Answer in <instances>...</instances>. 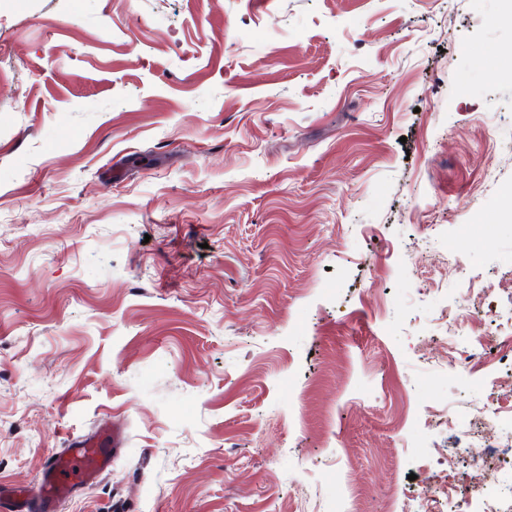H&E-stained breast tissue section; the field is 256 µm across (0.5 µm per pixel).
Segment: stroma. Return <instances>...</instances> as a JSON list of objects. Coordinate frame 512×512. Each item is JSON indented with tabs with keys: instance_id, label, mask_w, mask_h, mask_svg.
I'll return each instance as SVG.
<instances>
[{
	"instance_id": "stroma-1",
	"label": "stroma",
	"mask_w": 512,
	"mask_h": 512,
	"mask_svg": "<svg viewBox=\"0 0 512 512\" xmlns=\"http://www.w3.org/2000/svg\"><path fill=\"white\" fill-rule=\"evenodd\" d=\"M502 0H0V482L58 512H423L512 356ZM117 436L109 428L78 440L66 451L49 453L40 477L23 499L13 495L10 485L0 484L1 512H56V504L79 485L92 482L112 468Z\"/></svg>"
}]
</instances>
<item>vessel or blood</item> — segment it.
<instances>
[{
	"mask_svg": "<svg viewBox=\"0 0 512 512\" xmlns=\"http://www.w3.org/2000/svg\"><path fill=\"white\" fill-rule=\"evenodd\" d=\"M117 437L103 428L71 444L66 451L49 453L40 477L26 497L18 499L11 486L0 484V512H56L59 501L82 484L94 481L112 467Z\"/></svg>",
	"mask_w": 512,
	"mask_h": 512,
	"instance_id": "vessel-or-blood-1",
	"label": "vessel or blood"
}]
</instances>
